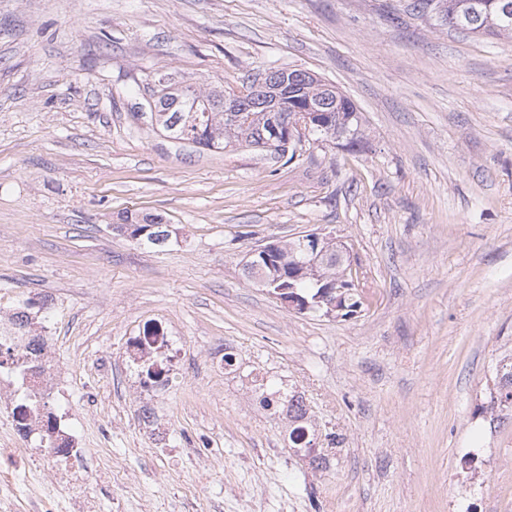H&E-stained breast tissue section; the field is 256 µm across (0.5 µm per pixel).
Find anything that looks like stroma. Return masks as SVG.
<instances>
[{
    "instance_id": "stroma-1",
    "label": "stroma",
    "mask_w": 512,
    "mask_h": 512,
    "mask_svg": "<svg viewBox=\"0 0 512 512\" xmlns=\"http://www.w3.org/2000/svg\"><path fill=\"white\" fill-rule=\"evenodd\" d=\"M302 69L351 98L353 149L294 159L167 137L156 74L234 90ZM162 215L158 247L116 232ZM347 245L353 317L296 313L245 255ZM87 439L84 512H512V40L415 0H0V315L29 296ZM179 337L152 423L125 340ZM234 365L217 371L218 350ZM299 393L319 468L262 400Z\"/></svg>"
}]
</instances>
